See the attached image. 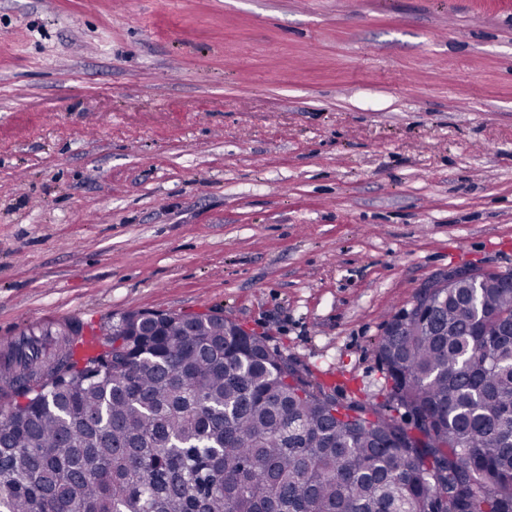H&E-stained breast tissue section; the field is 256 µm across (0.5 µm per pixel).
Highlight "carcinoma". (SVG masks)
I'll use <instances>...</instances> for the list:
<instances>
[{
  "label": "carcinoma",
  "mask_w": 512,
  "mask_h": 512,
  "mask_svg": "<svg viewBox=\"0 0 512 512\" xmlns=\"http://www.w3.org/2000/svg\"><path fill=\"white\" fill-rule=\"evenodd\" d=\"M512 279L440 288L391 316L376 345L383 404L345 403L265 340L216 315L170 314L68 372L42 343L0 372V512H512ZM404 410L405 423L385 413Z\"/></svg>",
  "instance_id": "obj_1"
}]
</instances>
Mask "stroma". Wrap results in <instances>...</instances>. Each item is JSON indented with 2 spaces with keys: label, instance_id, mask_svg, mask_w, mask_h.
Instances as JSON below:
<instances>
[{
  "label": "stroma",
  "instance_id": "stroma-1",
  "mask_svg": "<svg viewBox=\"0 0 512 512\" xmlns=\"http://www.w3.org/2000/svg\"><path fill=\"white\" fill-rule=\"evenodd\" d=\"M463 267L512 273V0H0V357L214 311L378 403Z\"/></svg>",
  "mask_w": 512,
  "mask_h": 512
}]
</instances>
